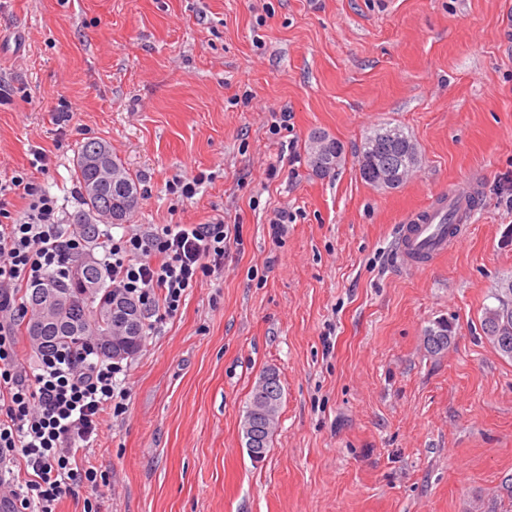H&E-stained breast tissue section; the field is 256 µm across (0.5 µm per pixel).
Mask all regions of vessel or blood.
<instances>
[{
	"label": "vessel or blood",
	"mask_w": 512,
	"mask_h": 512,
	"mask_svg": "<svg viewBox=\"0 0 512 512\" xmlns=\"http://www.w3.org/2000/svg\"><path fill=\"white\" fill-rule=\"evenodd\" d=\"M476 203L472 193L459 187L434 196L430 204L413 213L403 225L398 240L399 255L405 266L425 269L460 244L465 238V229L449 233L448 221L469 215Z\"/></svg>",
	"instance_id": "vessel-or-blood-1"
}]
</instances>
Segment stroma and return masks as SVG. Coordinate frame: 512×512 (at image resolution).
Listing matches in <instances>:
<instances>
[{
  "label": "stroma",
  "instance_id": "35a3bbf8",
  "mask_svg": "<svg viewBox=\"0 0 512 512\" xmlns=\"http://www.w3.org/2000/svg\"><path fill=\"white\" fill-rule=\"evenodd\" d=\"M511 28L512 0H0V181L44 151L34 180L76 225L77 152L101 141L140 188L127 224L229 228L176 315L148 303L123 412L85 451L106 512H512V358L481 328L512 281ZM385 126L421 153L395 189L356 164ZM317 129L344 152L326 177ZM464 184L465 241L406 269L403 220ZM268 368L283 396L256 461L241 426ZM315 141H325L326 143H329L333 149V152L335 153L337 149L339 153V160L336 162V159L333 161L330 159L328 164H326V161H322V164L318 165L314 160L323 158L326 155H328L330 149L326 145H318L315 148L313 153L314 155L312 157L310 149L311 144L314 143ZM308 150L310 166L312 167L313 171L319 176H329L331 173L335 171L336 167H338L343 161V148L340 142H338L335 138L329 136L328 134L322 131H315L311 134ZM452 337L451 327L448 322H438L435 327H429L424 334V345L431 354H438L448 348Z\"/></svg>",
  "mask_w": 512,
  "mask_h": 512
}]
</instances>
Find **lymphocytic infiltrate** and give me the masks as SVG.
Listing matches in <instances>:
<instances>
[{
    "instance_id": "obj_1",
    "label": "lymphocytic infiltrate",
    "mask_w": 512,
    "mask_h": 512,
    "mask_svg": "<svg viewBox=\"0 0 512 512\" xmlns=\"http://www.w3.org/2000/svg\"><path fill=\"white\" fill-rule=\"evenodd\" d=\"M24 200L20 214L0 224V506L6 512H56L75 488L98 489L95 467L77 462L91 447L101 417L120 411L126 397L121 360L69 347L37 352L35 367L20 363L17 326L27 311L21 289L49 275L66 279L80 249L65 228L55 197L19 170L0 193ZM228 234L223 219L165 224L105 237L101 248L112 284L131 298L161 297L176 314L187 295L224 263Z\"/></svg>"
}]
</instances>
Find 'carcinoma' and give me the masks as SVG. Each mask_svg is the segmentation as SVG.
<instances>
[{"mask_svg": "<svg viewBox=\"0 0 512 512\" xmlns=\"http://www.w3.org/2000/svg\"><path fill=\"white\" fill-rule=\"evenodd\" d=\"M415 144L408 135L394 141L384 138L378 128L367 135L357 155L361 177L368 183H375L374 171L387 168L397 171L410 161ZM101 156L107 165L119 173L118 181L104 187L96 196L86 195L92 211H112V223L121 224L135 210L139 201L137 184L126 171L122 162L112 156L109 147L100 141L84 143L76 159V175L82 189L94 180L96 171L88 166L87 158ZM111 275L103 272L97 262L75 263L68 282L56 278L48 279L37 289L24 292L25 306L32 318L24 325L22 335L41 345L43 349L57 345L80 347L91 338L98 340L97 350L105 355L112 354V346H120L125 355L132 356L140 349L143 341L144 309L136 301L129 303L130 311L112 308V294L117 288L107 282ZM497 304L484 308L482 327L485 335L505 356L512 358V281L505 284L495 294ZM128 324V340H115L111 343L112 324L117 321ZM452 337L451 327L446 322H438L425 330L424 345L431 354H438L448 348ZM271 392L275 394V408L267 423V429L258 430L262 447H270V441L278 423L282 391L278 374L269 369Z\"/></svg>", "mask_w": 512, "mask_h": 512, "instance_id": "cac0c4a2", "label": "carcinoma"}]
</instances>
